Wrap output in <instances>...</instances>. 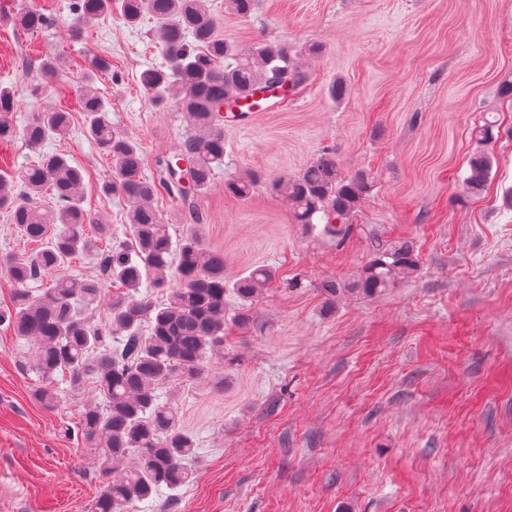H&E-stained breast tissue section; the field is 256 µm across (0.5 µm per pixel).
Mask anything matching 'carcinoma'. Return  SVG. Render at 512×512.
<instances>
[{
    "mask_svg": "<svg viewBox=\"0 0 512 512\" xmlns=\"http://www.w3.org/2000/svg\"><path fill=\"white\" fill-rule=\"evenodd\" d=\"M254 0H224V10L246 16ZM84 25L93 24L116 9L134 25L144 17L154 23V37L165 62L144 69L139 85L156 106L181 110L189 132L175 152L152 160L156 176H144L147 158L136 139L114 127L106 118L110 102L93 90L97 77L109 63L93 57L84 65V91L78 111L84 115L87 137L112 162V179L101 183L104 195L118 194L126 205V230L130 244L112 242V225L84 208V174L64 154H45L13 181L0 175V209L39 250L25 259L5 261L16 289L8 305L0 307V326L36 345L33 367L43 385L35 397L54 410L61 396L51 387L61 374L70 388L93 385L96 402L89 403L77 426L78 444L96 450L102 487L93 512H128L137 502L155 499L162 488L175 491L193 474L194 436L178 424L173 406L160 401L161 385L175 380L204 377L212 356L224 350V297L233 292L245 305L275 280V271L257 267L232 286L224 283V254L207 247L194 225L172 241L169 221L153 205L165 195L182 214H197V197L213 183L224 165L223 106L257 88L268 89L290 81L299 92L309 75L301 58L315 57L322 47L312 43L293 52L286 44L255 42L240 48L216 33L205 0H75ZM18 25L39 31L50 24L38 6H26L16 15ZM192 35L194 42L187 41ZM58 65L41 61L42 80L30 85L35 100L57 98L62 86L53 83ZM18 101L10 87L0 86V145L21 138L38 148L53 136H64L73 117L58 106H46L22 128L10 120ZM501 135V125L485 120L475 132L482 148L468 159L463 194L479 199L493 169V156L485 146ZM257 180L251 174L224 181V192L247 200ZM375 187V177L359 170L341 173L334 153L325 150L301 173L270 183L271 191L292 210L293 220L306 227L315 216L325 221L324 231L343 238L345 223ZM52 191L54 205L37 199ZM95 225L89 236L87 225ZM111 242L103 251L99 243ZM101 255L112 287L107 321H91L103 289L92 280L60 273L79 256ZM419 261L411 242L403 241L374 252L356 279L343 285L326 281L328 296L342 288L371 295L414 274ZM55 276L45 296L35 298L24 289L44 274Z\"/></svg>",
    "mask_w": 512,
    "mask_h": 512,
    "instance_id": "cac0c4a2",
    "label": "carcinoma"
}]
</instances>
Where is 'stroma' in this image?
<instances>
[{
	"instance_id": "1",
	"label": "stroma",
	"mask_w": 512,
	"mask_h": 512,
	"mask_svg": "<svg viewBox=\"0 0 512 512\" xmlns=\"http://www.w3.org/2000/svg\"><path fill=\"white\" fill-rule=\"evenodd\" d=\"M51 25L29 32L0 21V85L23 125L41 105L28 93L40 58L61 59L76 103L84 54L109 70L95 83L114 128L147 156L179 147L183 113L160 109L137 78L163 63L151 20L118 15L81 26L74 0H33ZM217 32L240 47L321 44L305 90L278 108L224 125V165L199 198L205 244L224 254V280L267 266L278 278L253 301L226 297L224 352L204 378L163 385L197 443L195 474L133 512H512V138L491 144L484 198L454 194L494 116L512 128V0H256L246 17L208 0ZM80 28L79 38L70 31ZM343 82L345 96L328 89ZM332 150L343 173L376 172V189L344 242L322 224H295L265 179L304 170ZM64 153L85 171L86 209L127 240L121 197L102 195L112 165L75 118L69 134L34 150L15 141L5 175L40 154ZM262 179L246 200L227 178ZM412 241L420 269L384 291L328 298L379 249ZM32 346L0 328V512H92L101 477L92 449L65 435L91 389L55 387L44 409Z\"/></svg>"
}]
</instances>
